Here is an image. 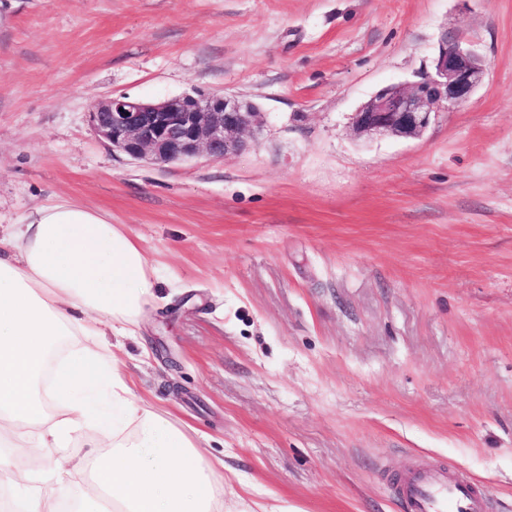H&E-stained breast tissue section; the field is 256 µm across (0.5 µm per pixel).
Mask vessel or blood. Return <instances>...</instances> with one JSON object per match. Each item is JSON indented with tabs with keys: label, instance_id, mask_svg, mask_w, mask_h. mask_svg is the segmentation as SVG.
Here are the masks:
<instances>
[{
	"label": "vessel or blood",
	"instance_id": "vessel-or-blood-1",
	"mask_svg": "<svg viewBox=\"0 0 512 512\" xmlns=\"http://www.w3.org/2000/svg\"><path fill=\"white\" fill-rule=\"evenodd\" d=\"M395 491L406 512H486L487 504L470 484L449 478L445 469L420 465L408 470Z\"/></svg>",
	"mask_w": 512,
	"mask_h": 512
}]
</instances>
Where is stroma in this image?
Returning a JSON list of instances; mask_svg holds the SVG:
<instances>
[{
  "label": "stroma",
  "instance_id": "obj_1",
  "mask_svg": "<svg viewBox=\"0 0 512 512\" xmlns=\"http://www.w3.org/2000/svg\"><path fill=\"white\" fill-rule=\"evenodd\" d=\"M446 33L486 61L470 101L355 137ZM196 90L258 135L156 165L92 130ZM60 200L156 269L122 369L223 459L224 512H402L420 462L512 512V0H0V225Z\"/></svg>",
  "mask_w": 512,
  "mask_h": 512
}]
</instances>
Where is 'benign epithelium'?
<instances>
[{
    "instance_id": "benign-epithelium-1",
    "label": "benign epithelium",
    "mask_w": 512,
    "mask_h": 512,
    "mask_svg": "<svg viewBox=\"0 0 512 512\" xmlns=\"http://www.w3.org/2000/svg\"><path fill=\"white\" fill-rule=\"evenodd\" d=\"M487 65L463 37L441 39L434 68L409 85H391L352 117L358 137L421 136L442 109L468 102ZM94 132L112 150L164 165L199 154L223 159L244 147V135L261 126V113L224 93L182 94L159 101L126 96L101 100L90 112Z\"/></svg>"
}]
</instances>
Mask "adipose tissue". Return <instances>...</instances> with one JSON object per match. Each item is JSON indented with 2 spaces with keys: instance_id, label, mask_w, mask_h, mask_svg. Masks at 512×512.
<instances>
[{
  "instance_id": "ef3b65f1",
  "label": "adipose tissue",
  "mask_w": 512,
  "mask_h": 512,
  "mask_svg": "<svg viewBox=\"0 0 512 512\" xmlns=\"http://www.w3.org/2000/svg\"><path fill=\"white\" fill-rule=\"evenodd\" d=\"M156 282L123 226L82 204L0 236V486L17 512H224L223 460L143 405L104 338L136 336ZM82 429L98 454L56 458Z\"/></svg>"
}]
</instances>
